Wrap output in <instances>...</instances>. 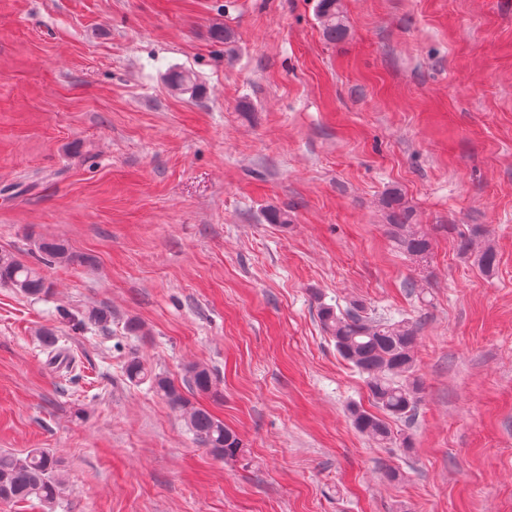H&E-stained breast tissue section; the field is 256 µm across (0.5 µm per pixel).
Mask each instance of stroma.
I'll return each instance as SVG.
<instances>
[{"label":"stroma","instance_id":"35a3bbf8","mask_svg":"<svg viewBox=\"0 0 512 512\" xmlns=\"http://www.w3.org/2000/svg\"><path fill=\"white\" fill-rule=\"evenodd\" d=\"M316 4L0 0V251L90 259L41 299L0 285V451L64 482L0 512H512V0H343L335 43ZM395 187L426 257L388 231ZM477 224L489 276L457 249ZM352 300L420 325L408 447L349 415L365 378L318 308ZM133 353L180 386L209 368L217 395L187 396L242 455L131 384Z\"/></svg>","mask_w":512,"mask_h":512}]
</instances>
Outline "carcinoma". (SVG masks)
Returning a JSON list of instances; mask_svg holds the SVG:
<instances>
[{"label": "carcinoma", "mask_w": 512, "mask_h": 512, "mask_svg": "<svg viewBox=\"0 0 512 512\" xmlns=\"http://www.w3.org/2000/svg\"><path fill=\"white\" fill-rule=\"evenodd\" d=\"M317 18L325 38L335 42L345 37L347 26L340 0H318ZM168 81L175 89L196 95L198 85L189 73L172 71ZM384 206L388 211L390 234L404 250L413 256L430 251L429 239L412 229V211L402 193L388 192ZM40 259L29 264L10 252H0V284L33 298L47 296L52 291L41 269L52 263L85 264L89 259L77 254L56 240H44L39 245ZM477 265L484 274H491L497 266V254L486 245L477 252ZM318 317L325 333L334 341L336 352L362 375L373 403L383 412L379 417L358 407L351 409L353 424L361 433L378 445L398 441L388 420L408 418L417 410L422 383L414 376V351L419 326L405 319L375 317L364 303L354 300L343 311L321 305ZM110 321L105 309L90 312L77 320L75 326L84 330L101 327ZM190 389L206 394L214 392L210 371L199 365L187 370ZM126 378L133 384L150 383L155 392L172 408L181 412L189 431L201 445L214 450L226 459L237 457L244 444L238 435L224 426V421L208 410L194 405L182 390L167 376L145 367L137 356L127 360ZM59 461L50 452L35 448L26 455L0 452V501H23L36 498L52 504L60 494Z\"/></svg>", "instance_id": "obj_1"}]
</instances>
